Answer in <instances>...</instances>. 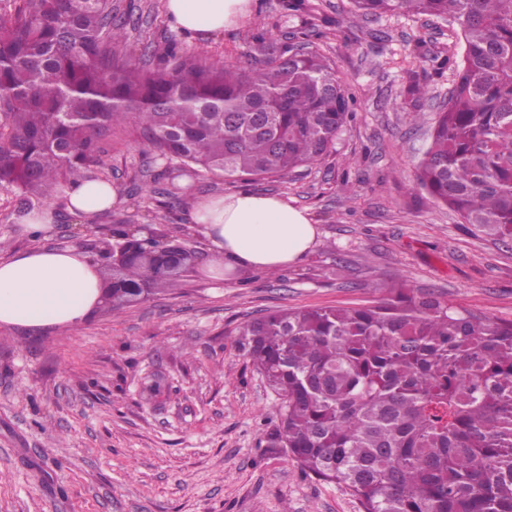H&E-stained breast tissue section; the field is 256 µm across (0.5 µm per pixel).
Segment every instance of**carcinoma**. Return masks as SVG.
Instances as JSON below:
<instances>
[{"label":"carcinoma","mask_w":512,"mask_h":512,"mask_svg":"<svg viewBox=\"0 0 512 512\" xmlns=\"http://www.w3.org/2000/svg\"><path fill=\"white\" fill-rule=\"evenodd\" d=\"M359 16L402 12L460 27L461 61L417 181L465 224L512 242V0H352ZM112 0L0 4V187L24 204L100 163L112 127L137 119L182 172L285 179L318 164L351 118L331 65L302 44L229 70L171 43L152 68L116 50ZM105 305L178 287L198 261L168 224L102 229ZM239 343L280 399L265 433L364 512H512V321L457 308L399 281L368 305L269 311Z\"/></svg>","instance_id":"carcinoma-1"}]
</instances>
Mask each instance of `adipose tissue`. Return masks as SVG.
I'll use <instances>...</instances> for the list:
<instances>
[{"label": "adipose tissue", "mask_w": 512, "mask_h": 512, "mask_svg": "<svg viewBox=\"0 0 512 512\" xmlns=\"http://www.w3.org/2000/svg\"><path fill=\"white\" fill-rule=\"evenodd\" d=\"M174 29L208 38L236 25L250 0H166ZM118 201L108 183L84 181L66 191V211L91 219ZM192 218L207 238L210 276L217 281L237 267L277 269L310 252L319 230L307 210L284 199L241 191L200 203ZM101 303L98 263L83 249L40 248L0 260V324L32 331L79 325Z\"/></svg>", "instance_id": "1"}]
</instances>
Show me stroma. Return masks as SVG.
<instances>
[{"label":"stroma","mask_w":512,"mask_h":512,"mask_svg":"<svg viewBox=\"0 0 512 512\" xmlns=\"http://www.w3.org/2000/svg\"><path fill=\"white\" fill-rule=\"evenodd\" d=\"M251 2L238 25L197 40L172 29L165 0H112L131 17L119 50L149 65L176 40L207 62L243 68L255 30L280 45L314 28L312 46L353 94L355 115L320 164L257 182L178 175L145 146L138 123L114 126L89 173L106 176L119 201L90 220L61 211L68 233L34 239L26 230L28 215L60 207L63 191L28 207L0 188L1 257L92 251L101 226L159 223L170 196L176 226L200 254L176 290L97 309L79 326L0 325V512H363L344 488L268 452L279 400L240 350V324L275 309L365 304L398 278L512 320V244L476 234L415 178L454 82L451 70L435 74V60L461 53L458 25L402 13L363 19L351 0H304L296 12L286 0ZM412 73L428 88L415 113L404 96ZM239 191L308 209L317 246L273 273L210 279L209 245L190 215L199 200Z\"/></svg>","instance_id":"obj_1"}]
</instances>
